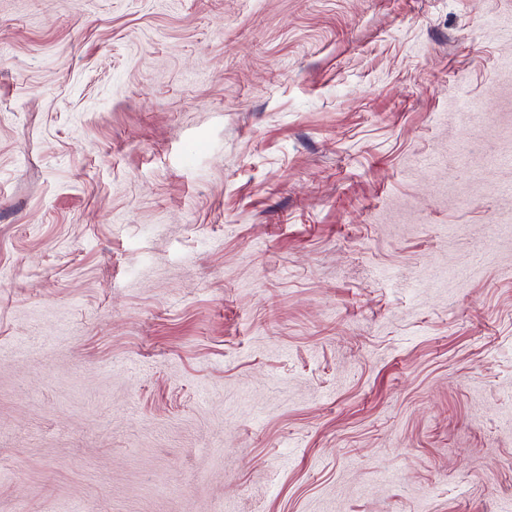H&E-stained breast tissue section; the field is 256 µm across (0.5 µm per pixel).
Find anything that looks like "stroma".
I'll list each match as a JSON object with an SVG mask.
<instances>
[{
	"label": "stroma",
	"instance_id": "obj_1",
	"mask_svg": "<svg viewBox=\"0 0 512 512\" xmlns=\"http://www.w3.org/2000/svg\"><path fill=\"white\" fill-rule=\"evenodd\" d=\"M0 512H512V0H0Z\"/></svg>",
	"mask_w": 512,
	"mask_h": 512
}]
</instances>
